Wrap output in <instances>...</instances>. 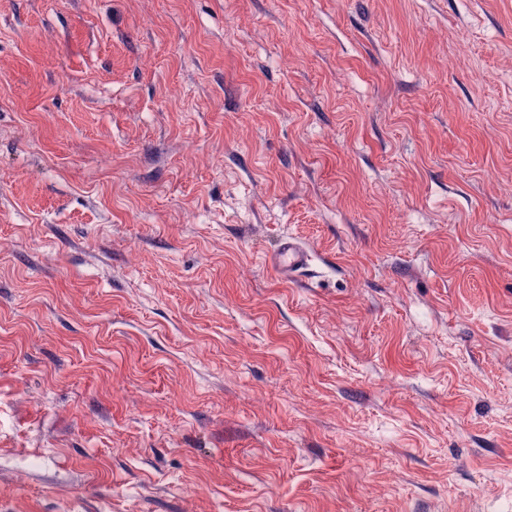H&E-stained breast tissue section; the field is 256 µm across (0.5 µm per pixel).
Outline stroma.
Returning a JSON list of instances; mask_svg holds the SVG:
<instances>
[{"mask_svg": "<svg viewBox=\"0 0 512 512\" xmlns=\"http://www.w3.org/2000/svg\"><path fill=\"white\" fill-rule=\"evenodd\" d=\"M0 512H512V0H0ZM311 255L304 245L288 238L281 240L268 257L269 265L283 278L295 279L309 268Z\"/></svg>", "mask_w": 512, "mask_h": 512, "instance_id": "1", "label": "stroma"}]
</instances>
